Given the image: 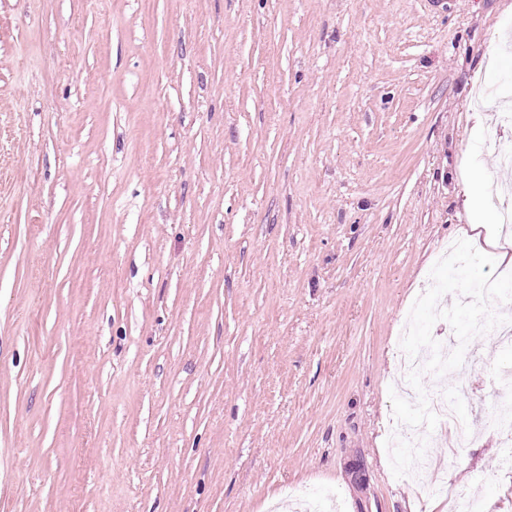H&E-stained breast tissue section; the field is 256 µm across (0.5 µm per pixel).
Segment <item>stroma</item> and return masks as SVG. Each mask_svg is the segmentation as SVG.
Segmentation results:
<instances>
[{"label":"stroma","instance_id":"1","mask_svg":"<svg viewBox=\"0 0 512 512\" xmlns=\"http://www.w3.org/2000/svg\"><path fill=\"white\" fill-rule=\"evenodd\" d=\"M508 82L512 0H0V512H431L389 448L440 306L415 386L476 441L427 452L512 512V357L462 299L500 263L444 262L512 206L464 204L512 184ZM433 350L431 346H423L417 350L403 351L402 361L404 365L403 377L409 382L413 381L420 373L429 367ZM489 421L500 435L508 441L512 439V387L511 373L502 380L496 395L494 412L489 415Z\"/></svg>","mask_w":512,"mask_h":512}]
</instances>
